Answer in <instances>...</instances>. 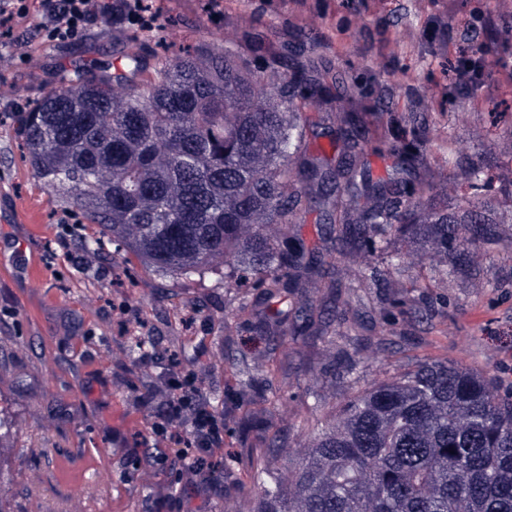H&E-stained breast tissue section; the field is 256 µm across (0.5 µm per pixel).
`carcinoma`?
Masks as SVG:
<instances>
[{"label":"carcinoma","mask_w":512,"mask_h":512,"mask_svg":"<svg viewBox=\"0 0 512 512\" xmlns=\"http://www.w3.org/2000/svg\"><path fill=\"white\" fill-rule=\"evenodd\" d=\"M124 32L138 51L122 68L74 65L15 113L33 175L94 227L83 237L89 254L108 236L145 269L186 280L223 259L224 282L248 289L241 318L270 334L274 352L288 338H332L358 290L381 276L375 267L356 276L327 259L331 249L288 235L306 214H320L331 245L368 249L392 270L409 259L460 270L469 247L512 224L499 210V197L512 198V167L492 178L480 165H454L425 180L427 132L409 115L396 118L390 177L374 178L366 91H336L303 50L285 71L277 55L260 67L235 47L170 56L150 49L162 43L157 30ZM484 50L512 51V22L492 27ZM308 105L325 113L319 130L303 117ZM414 236L419 251L392 249ZM314 282L326 288L322 299L296 306ZM232 365L250 384L256 362ZM271 404L229 411L242 444L254 430L267 434L251 512H512V396L496 395L481 372L421 360L356 392L339 416L312 425L284 472L270 465L288 447L268 419Z\"/></svg>","instance_id":"1"}]
</instances>
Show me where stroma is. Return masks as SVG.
I'll return each instance as SVG.
<instances>
[{"label":"stroma","instance_id":"obj_1","mask_svg":"<svg viewBox=\"0 0 512 512\" xmlns=\"http://www.w3.org/2000/svg\"><path fill=\"white\" fill-rule=\"evenodd\" d=\"M492 0H153L173 47L293 55L313 45L319 75L368 88L366 158L384 177V150L395 116L414 112L430 132L426 158L438 171L449 138L472 159L495 167L501 136L512 130V72L499 69L475 93L456 102L446 95L449 45L474 34L486 39L500 18ZM474 13V31L462 14ZM34 11L22 38L0 37L1 112H19L44 96L61 71L95 58L120 64L125 44L111 27L95 25L71 41L43 33ZM387 95L377 99V86ZM10 121L0 122V411L13 428L14 462L0 473L5 512H250L256 489L260 435L242 447L233 423H222L231 455L226 477L212 476L196 494L167 458L178 441L160 429L154 406L142 400L146 383L169 364L192 372L203 397L233 404L277 393L275 428L293 451L307 447L300 427L310 393L326 408L342 406L352 386L366 387L402 372L418 358L445 359L485 372L496 390L512 392V247L474 250L471 266L434 290L433 312L406 315L399 308L364 310L369 336L339 333L332 341L288 345V359L273 377L257 373L252 388L235 385L228 353L257 355L264 342L252 325L236 321L240 293L206 275L186 281L147 272L131 256L73 258L85 232L77 212L61 207L33 177ZM234 343L223 349L225 323ZM145 336L153 348L130 365L126 342Z\"/></svg>","mask_w":512,"mask_h":512}]
</instances>
